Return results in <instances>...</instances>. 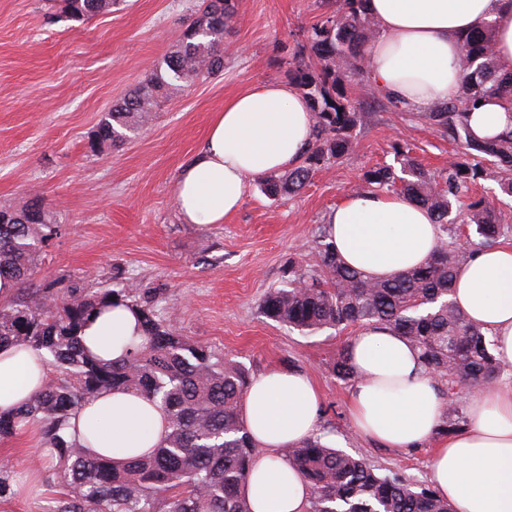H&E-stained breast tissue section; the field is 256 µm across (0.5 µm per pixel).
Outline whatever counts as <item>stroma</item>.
<instances>
[{
	"mask_svg": "<svg viewBox=\"0 0 512 512\" xmlns=\"http://www.w3.org/2000/svg\"><path fill=\"white\" fill-rule=\"evenodd\" d=\"M236 3L223 72L160 99L153 124L121 147L96 150L101 113L150 77L199 0H116L88 20L49 0H0V208L19 210L38 197L61 224L38 262L40 279L95 291L135 284L179 333L251 374L307 373L321 393L318 431L327 443L428 484L432 447L381 448L352 429L351 387L329 365L355 329L304 336L263 316L259 303L282 285L289 262H316L324 214L359 187L365 170L393 163V144L437 171L458 147L363 86L356 94L371 119L352 153L316 173L300 195L273 200L254 184L224 223H180L173 184L214 112L253 84L287 82L295 34L325 11V0ZM39 452L31 432L0 439V469L24 486ZM73 494L48 467L37 493L0 499V512H58Z\"/></svg>",
	"mask_w": 512,
	"mask_h": 512,
	"instance_id": "obj_1",
	"label": "stroma"
}]
</instances>
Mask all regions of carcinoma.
<instances>
[{"label":"carcinoma","mask_w":512,"mask_h":512,"mask_svg":"<svg viewBox=\"0 0 512 512\" xmlns=\"http://www.w3.org/2000/svg\"><path fill=\"white\" fill-rule=\"evenodd\" d=\"M366 3L338 0L335 10L306 31L304 53L288 74L313 112L312 138L297 166L261 178L267 197L300 192L316 172L353 150L368 113L350 88L368 80L366 47L378 33ZM113 4L62 0L61 9L85 20L110 12ZM235 16L229 0H204L152 76L101 116L94 145H123L152 122L158 98L223 71L224 32ZM493 41L489 24L465 34L459 94L428 112L411 113L459 145L448 168L433 172L395 145L400 168L387 164L362 175V189L402 193L430 211L438 228L430 258L389 279H373L341 261L321 224L313 239L318 261L289 262L284 285L269 290L259 305L263 316L304 335L380 325L405 337L418 349L427 374L444 386L445 435L466 422L456 388L488 387L502 370L491 340L450 300L457 274L472 255L512 235L509 218L494 201H466L470 185L491 174L502 194L512 196V130L479 140L469 128L470 111L491 98L512 109V75H498ZM60 234V225L37 200L21 210L0 208V278L17 284V295L0 301V344L44 352L55 372L25 406L0 414V437L36 428L44 457L78 488L60 512H251L240 494L256 449L240 414L249 371L178 333L133 285L97 292L38 281L40 254ZM461 236L469 239L466 249L456 246ZM115 300L139 309L143 341L119 361H97L86 354L80 333L95 309ZM329 369L354 385L348 347L337 352ZM115 388L159 403L168 420V433L156 448L122 464L87 457L66 432L82 404ZM283 453L311 489L308 512H453L431 488L382 474L329 446L320 434Z\"/></svg>","instance_id":"carcinoma-1"}]
</instances>
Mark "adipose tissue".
I'll return each instance as SVG.
<instances>
[{
	"mask_svg": "<svg viewBox=\"0 0 512 512\" xmlns=\"http://www.w3.org/2000/svg\"><path fill=\"white\" fill-rule=\"evenodd\" d=\"M367 9L379 29L366 49L371 82L404 109L426 112L458 95L461 38L484 24L494 27L500 69L512 72V0H368ZM312 125L301 94L281 82L225 101L174 184L180 223H223L241 208L253 178L297 165ZM323 222L343 261L374 278L424 263L437 241L430 212L403 194L347 193ZM454 300L491 337L500 362L512 364V247L475 253L457 275ZM141 336L138 312L121 303L92 314L82 330L84 345L108 362L123 358ZM349 350L356 374L349 408L358 435L397 449L439 437L430 481L454 512H512V383L471 394L463 428L441 437L444 402L411 343L370 326L353 336ZM48 372L43 353L1 347L0 412L25 403ZM320 402L301 372L277 369L253 380L242 415L257 451L241 489L252 512H307L311 490L282 450L316 433ZM69 424L88 455L116 462L150 451L168 430L160 408L126 390L90 399Z\"/></svg>",
	"mask_w": 512,
	"mask_h": 512,
	"instance_id": "obj_1",
	"label": "adipose tissue"
}]
</instances>
